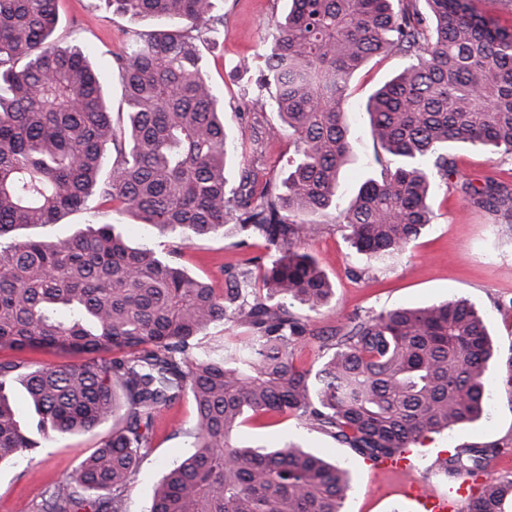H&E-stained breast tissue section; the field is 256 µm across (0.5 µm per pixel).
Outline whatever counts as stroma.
Segmentation results:
<instances>
[{
	"instance_id": "1",
	"label": "stroma",
	"mask_w": 512,
	"mask_h": 512,
	"mask_svg": "<svg viewBox=\"0 0 512 512\" xmlns=\"http://www.w3.org/2000/svg\"><path fill=\"white\" fill-rule=\"evenodd\" d=\"M290 0H215V12L224 24L201 45L202 65L214 92L224 100L221 118L227 133L237 140L261 138L258 153L236 155L226 169L228 185L238 188L244 171L255 174V190L266 181L282 180L288 172L293 145L287 135L271 136L279 126L272 107L257 108L263 54L276 33L274 22L285 14ZM152 21L112 15L103 0H59L55 39L60 46H80L89 55L110 98L114 125H122V85L112 67L113 51L119 50L132 32L155 29ZM394 53L370 60L351 82L353 156L342 178L344 200H351L362 179L373 172L380 148L368 131V117L355 106L404 66ZM457 174L437 181L432 206L435 213L413 245L385 260L357 253L335 226L334 214L318 217V233L303 239L300 248L315 258L333 286L329 304L313 316L316 327L331 334L348 325L354 316L402 307H421L452 298H465L486 317L494 356L489 363L486 404L482 417L465 429L430 434L419 447L414 478L444 493L449 482L439 470L442 453L471 445H497L504 452L488 472L467 479V490L458 500L457 512H469V504L490 478H512V157L490 159L488 152L467 144L456 145ZM502 185L497 211L474 207L461 189L462 183L480 187L486 177ZM119 225L131 246H147L169 256L189 274L211 282L216 291L226 286L224 272L249 257L266 255L260 240L242 241L232 225L215 234L183 243L178 236L162 237L136 218L112 211L90 199L77 211L64 214L57 223L34 228L37 236L64 240L87 226ZM195 408L192 400L164 410L155 421L151 445L124 492L123 512H148L154 492L173 463L188 456ZM112 432L111 422L93 430L51 435L34 459L22 458L0 469V512H21L23 505L40 501L44 491L71 478L78 464ZM239 443L279 448L294 442L323 455L346 469L351 490L343 512H413L411 504L383 473L370 469L364 458L336 443L312 426L287 416L247 420L238 430Z\"/></svg>"
}]
</instances>
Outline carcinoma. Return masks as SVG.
<instances>
[{
	"label": "carcinoma",
	"instance_id": "carcinoma-1",
	"mask_svg": "<svg viewBox=\"0 0 512 512\" xmlns=\"http://www.w3.org/2000/svg\"><path fill=\"white\" fill-rule=\"evenodd\" d=\"M57 2L0 0V239L54 224L95 195L188 242L232 224L265 242L268 262L252 257L226 271L219 293L154 250L129 247L112 223L0 245V347L88 354L79 365L30 371L0 359V464L35 454L51 434L117 421L30 512H123L156 418L186 396L196 406L194 452L173 464L149 512H342L348 472L293 442L239 446L235 433L249 418L293 417L377 462L482 416L493 347L485 315L469 301L357 316L331 335L293 307L317 312L333 295L299 250L319 230L308 217L334 209L357 252L392 255L432 223L435 180L456 175L452 145L512 156L511 31L473 0H292L260 87L273 89L295 155L286 177L257 194L251 172L227 190L234 144L199 52L224 24L213 0H107L114 13L162 25L112 54L125 104L119 128L89 57L52 38ZM391 52L407 65L364 105L382 170L341 209L353 152L350 82ZM109 146L115 160L104 178ZM462 190L488 209L501 193L492 178ZM217 322L241 335L202 343ZM303 341L332 351L315 373L295 361ZM18 386L31 427L9 398ZM499 454L495 445L457 448L441 469L450 481L475 476ZM469 512H512V479L487 481Z\"/></svg>",
	"mask_w": 512,
	"mask_h": 512
}]
</instances>
